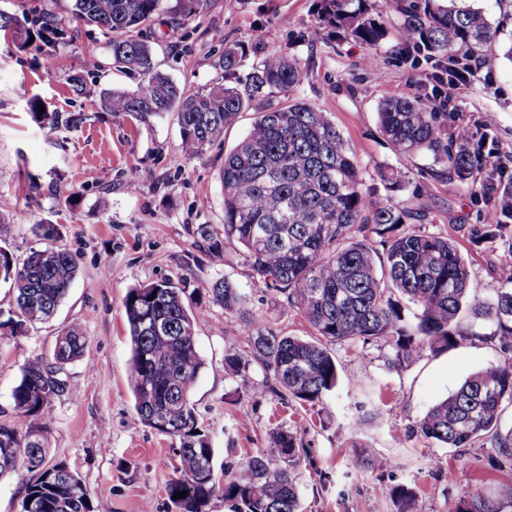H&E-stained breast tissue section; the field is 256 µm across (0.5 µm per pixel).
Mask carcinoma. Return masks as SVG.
<instances>
[{"label":"carcinoma","mask_w":512,"mask_h":512,"mask_svg":"<svg viewBox=\"0 0 512 512\" xmlns=\"http://www.w3.org/2000/svg\"><path fill=\"white\" fill-rule=\"evenodd\" d=\"M73 16L112 35L113 59L139 76L137 89H105L100 106L131 115L143 123L174 112L181 148L194 157L222 140L224 128L242 112L256 118L243 140L224 157V241L242 246L253 277L285 299L308 320L315 335L304 339L259 325L243 310L244 298L227 280L207 288L210 301L242 316L246 346L229 351L225 366L247 381L257 364L273 378L272 392L320 403L338 385L336 361L327 344L383 340L391 346L390 364L401 369L426 350L456 346L453 324L462 309L494 324L507 357L470 375L459 388L433 405L419 421V432L448 448H468L483 436L498 448L499 464L512 467V427L501 430L503 403H512V246L500 256L503 288L486 302L470 279L462 255L446 237L412 227V213L394 203L372 201L357 160L346 151L334 122L305 101L271 103L288 95L303 77L299 63L286 52L269 54L245 78L211 83L192 90L175 83L154 62L153 48L137 32L166 14L186 25L205 0H70ZM378 7L369 0H320V21L344 29L370 49L386 31L373 18ZM12 23L18 47L64 43L67 29L50 11L32 8L21 15L0 12ZM401 27L428 59L477 56L490 45L496 56L512 59V44L498 39L484 13L469 0H412L401 9ZM33 121L51 130L75 129L81 112H39ZM379 128L401 156L430 152L461 180L482 166L461 145L441 153L436 113L421 98H391L379 103ZM380 177L393 191L405 176L383 167ZM380 238L382 251L367 243V232ZM77 269L63 249L34 250L22 265L13 264L0 247V278L10 284L12 306L0 309V334L19 336L49 319L65 299ZM416 307L414 319L404 303ZM132 343L131 388L140 421L178 442L180 475L167 484L168 496L188 492L174 504L180 512H203L214 492V448L197 426L190 390L203 361L194 324L202 312L185 303V289L153 282L129 290L123 300ZM87 338L77 326L56 341L53 363L25 364L12 390L16 412L42 420L24 433L0 421V478L18 470L31 474L20 512H95L78 474L49 457V417L54 400L68 390L66 366L81 358ZM41 434L42 449L33 450L31 435ZM305 448L291 432L269 433V451L224 466V501L231 512H299L294 468ZM354 465L369 472L377 457L361 449ZM397 512H415L416 493L402 486L394 493ZM457 512H498L491 501L473 497Z\"/></svg>","instance_id":"carcinoma-1"}]
</instances>
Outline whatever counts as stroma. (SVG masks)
I'll use <instances>...</instances> for the list:
<instances>
[{
    "instance_id": "1",
    "label": "stroma",
    "mask_w": 512,
    "mask_h": 512,
    "mask_svg": "<svg viewBox=\"0 0 512 512\" xmlns=\"http://www.w3.org/2000/svg\"><path fill=\"white\" fill-rule=\"evenodd\" d=\"M408 2L383 0L378 19L386 36L372 50L320 25L318 0H206L188 30L163 14L139 37L152 45L160 70L195 88L223 78L225 47H235L243 60L240 78L268 54L288 52L303 70L289 99L328 113L358 160L372 200L398 204L412 212L416 228L452 239L490 301L502 286L498 258L512 245V224H505L499 208L501 188L512 179V62L499 59L482 78L461 86L458 110L439 113L437 120L445 148L456 151L455 129L469 126V150L482 157L496 150L497 168L462 180L432 155L398 156L379 130L378 104L431 93L449 67L406 41L399 16ZM68 6V0L51 4L65 15L71 35L57 49L55 69L44 68L39 52L0 40V245L23 260L45 245L34 224L49 222L56 226L54 246L68 251L78 267L50 323L22 336H0V421L21 432L33 425V418L13 409L21 368L35 359L52 362L61 331L79 326L88 343L83 357L66 368L70 391L52 405V455L77 472L93 502L109 512H179L166 492L179 474L176 443L143 425L134 409L123 308L130 289L169 280L185 288L191 308L203 313L195 325L203 366L191 400L216 450V474H223L225 463L266 450L269 432L279 428L296 434L307 450L295 468L301 512H396L393 491L400 485L416 492L417 512H456L476 493L496 499L512 470L492 468L490 441L448 448L417 430L428 409L466 377L502 362L489 322L460 314L457 346L424 352L401 370L389 366L385 341L332 343L343 381L316 404L272 393V378L259 366L244 380L225 369V350L242 347L245 337L239 315L205 295L216 280L232 282L258 321L295 336L313 333L296 309L252 277L241 246L224 240V155L243 139L255 114L241 113L221 144L191 158L180 148L175 114L142 123L100 111L96 92L136 90L139 77L116 64L107 36L68 15ZM315 28L320 34L314 39ZM88 46L97 49L99 71L87 78L90 95L77 96L65 75L81 68ZM33 98L47 111H80L86 119L72 131L39 128L29 114ZM489 113L495 121L486 127ZM386 166L405 172L402 190L391 191L381 180ZM70 195L76 201L68 206ZM500 223L506 226L502 237H482L484 225ZM362 448L372 449L383 467L356 471L351 460Z\"/></svg>"
}]
</instances>
